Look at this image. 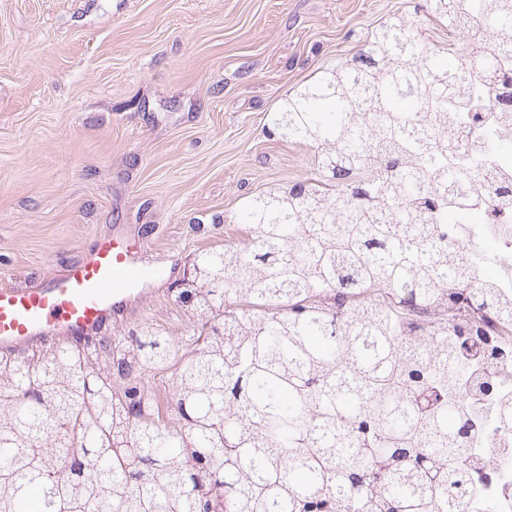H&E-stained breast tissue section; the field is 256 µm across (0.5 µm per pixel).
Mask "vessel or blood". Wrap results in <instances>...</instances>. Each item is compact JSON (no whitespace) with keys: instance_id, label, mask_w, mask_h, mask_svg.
<instances>
[{"instance_id":"vessel-or-blood-1","label":"vessel or blood","mask_w":512,"mask_h":512,"mask_svg":"<svg viewBox=\"0 0 512 512\" xmlns=\"http://www.w3.org/2000/svg\"><path fill=\"white\" fill-rule=\"evenodd\" d=\"M161 271L143 267L136 245L103 239L78 263L29 288H0V351L101 335Z\"/></svg>"}]
</instances>
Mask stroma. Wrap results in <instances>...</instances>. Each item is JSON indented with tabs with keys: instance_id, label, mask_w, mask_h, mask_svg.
Returning a JSON list of instances; mask_svg holds the SVG:
<instances>
[{
	"instance_id": "stroma-1",
	"label": "stroma",
	"mask_w": 512,
	"mask_h": 512,
	"mask_svg": "<svg viewBox=\"0 0 512 512\" xmlns=\"http://www.w3.org/2000/svg\"><path fill=\"white\" fill-rule=\"evenodd\" d=\"M427 0H0V287L59 273L104 238L167 276L99 336L174 338L199 252L243 242L246 201L315 176L270 135L281 100L386 21L448 42Z\"/></svg>"
}]
</instances>
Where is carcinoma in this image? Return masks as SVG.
<instances>
[{
  "instance_id": "obj_1",
  "label": "carcinoma",
  "mask_w": 512,
  "mask_h": 512,
  "mask_svg": "<svg viewBox=\"0 0 512 512\" xmlns=\"http://www.w3.org/2000/svg\"><path fill=\"white\" fill-rule=\"evenodd\" d=\"M463 52L381 25L271 114L319 178L251 199L238 247L206 250L179 294L178 342L145 325L102 358L65 343L0 356V512H496L476 469L512 466V290L450 217L512 208V173L449 160L512 136V0H430ZM170 370L163 411L138 384Z\"/></svg>"
}]
</instances>
